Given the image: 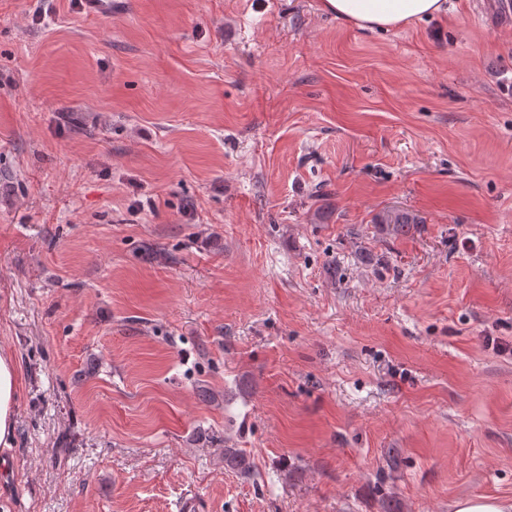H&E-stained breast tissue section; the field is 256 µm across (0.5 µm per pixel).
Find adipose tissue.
Segmentation results:
<instances>
[{"instance_id": "1", "label": "adipose tissue", "mask_w": 512, "mask_h": 512, "mask_svg": "<svg viewBox=\"0 0 512 512\" xmlns=\"http://www.w3.org/2000/svg\"><path fill=\"white\" fill-rule=\"evenodd\" d=\"M326 12L360 29L389 31L443 15L447 0H322ZM19 372L13 356L0 351V446L12 444Z\"/></svg>"}]
</instances>
